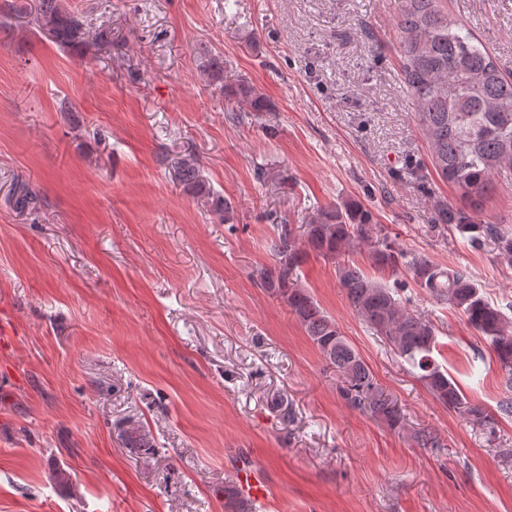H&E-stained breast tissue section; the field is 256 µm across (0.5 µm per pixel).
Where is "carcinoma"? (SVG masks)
I'll use <instances>...</instances> for the list:
<instances>
[{"label": "carcinoma", "instance_id": "obj_1", "mask_svg": "<svg viewBox=\"0 0 512 512\" xmlns=\"http://www.w3.org/2000/svg\"><path fill=\"white\" fill-rule=\"evenodd\" d=\"M63 2L38 0L33 21L57 44L78 49L88 42L86 20L67 10ZM441 2L399 0L395 28L400 74L435 172L476 210L494 173L512 164V80L504 77L469 27L448 16ZM224 94L246 106L248 112L267 111L265 100L250 86H232ZM176 174L186 190L210 197V188L200 179L193 160L179 162ZM36 200V193L23 183L12 197L13 206L21 212L34 208ZM435 215L439 224L447 225L472 247L481 245L484 233H493L500 254L512 262V231L480 224L467 211L450 208L444 201L436 203ZM372 229L371 212L349 202L330 205L312 216L304 224L302 247L292 228L282 225L273 244L276 266L264 273L260 282L288 305L321 355L336 368L340 397L351 408L393 428L404 424L397 400L381 387L336 320L300 284L298 271L306 250L334 260L362 244L369 246V259L377 270L395 275L402 267L435 301L447 302L461 311L489 344L505 388L511 392L512 324L500 308L485 298L467 272L445 270L427 255L399 249L384 238L374 241ZM337 274L353 311L373 335L381 337L417 372V378L434 398L494 429L495 419L467 401L435 358L440 330L425 315L408 309L401 298L403 282L395 281L390 286L351 261L339 265ZM224 505L232 506V512H251L249 504L230 485L224 486Z\"/></svg>", "mask_w": 512, "mask_h": 512}]
</instances>
